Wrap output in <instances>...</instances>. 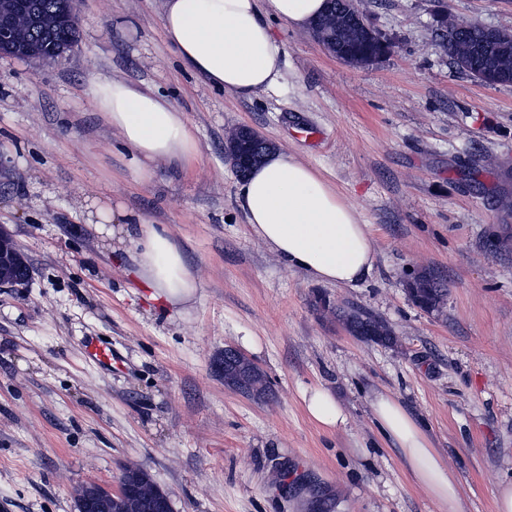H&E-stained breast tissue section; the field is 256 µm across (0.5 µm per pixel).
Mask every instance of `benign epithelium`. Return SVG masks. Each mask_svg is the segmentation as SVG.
I'll return each mask as SVG.
<instances>
[{
  "mask_svg": "<svg viewBox=\"0 0 512 512\" xmlns=\"http://www.w3.org/2000/svg\"><path fill=\"white\" fill-rule=\"evenodd\" d=\"M48 25L50 19L37 18L25 10L6 14L0 19V40L22 43L35 25ZM476 26L471 20L437 19L436 37L446 46L448 32H464ZM485 39L491 44L512 41V30L479 25ZM313 37L336 59L352 65H371L381 61L392 50V42L368 22L366 14L354 5L349 15L326 13L316 24ZM451 59L459 71L488 85L494 82L470 69L471 54L462 38H455L450 46ZM226 156L237 175L261 161L262 151L271 146L259 133L249 127H240L225 137ZM32 268L14 235L0 225V288H13L31 278ZM215 369L224 379V385L242 396L262 400L269 387L265 373L249 357L235 347L224 349V356L215 363ZM76 512H173L170 494L139 466L123 468L117 486L108 487L87 483L76 491Z\"/></svg>",
  "mask_w": 512,
  "mask_h": 512,
  "instance_id": "1",
  "label": "benign epithelium"
}]
</instances>
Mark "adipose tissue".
Wrapping results in <instances>:
<instances>
[{
    "instance_id": "obj_1",
    "label": "adipose tissue",
    "mask_w": 512,
    "mask_h": 512,
    "mask_svg": "<svg viewBox=\"0 0 512 512\" xmlns=\"http://www.w3.org/2000/svg\"><path fill=\"white\" fill-rule=\"evenodd\" d=\"M326 0H163L164 37L182 65L214 88L248 99L276 90L286 67L272 20L295 30L311 28ZM89 91L102 120L117 130L141 179L164 161L180 167L199 155L184 112L149 86L92 78ZM236 204L252 234L269 244L287 269L341 286L365 281L376 253L354 201L296 154L271 151L239 180ZM95 229L116 239L135 275L161 313L185 308L197 293L184 249L159 224L131 217L123 206H97ZM308 417L326 429L345 421L328 389L305 392ZM370 406L379 433L412 480L441 512H465L456 473L433 448L420 422L392 394L374 393Z\"/></svg>"
}]
</instances>
